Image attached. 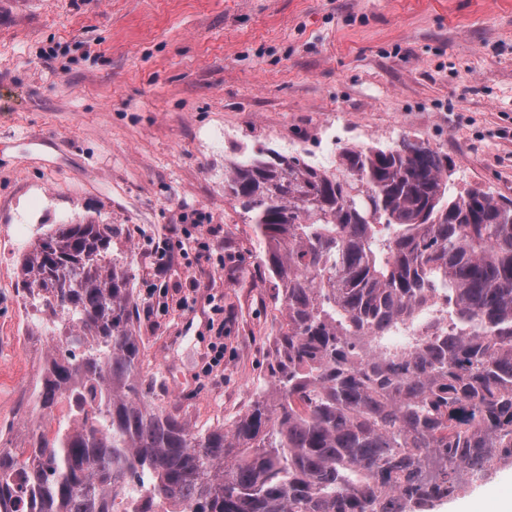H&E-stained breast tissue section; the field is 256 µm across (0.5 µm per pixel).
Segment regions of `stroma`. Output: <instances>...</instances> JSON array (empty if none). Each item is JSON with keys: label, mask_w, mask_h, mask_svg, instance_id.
Returning <instances> with one entry per match:
<instances>
[{"label": "stroma", "mask_w": 512, "mask_h": 512, "mask_svg": "<svg viewBox=\"0 0 512 512\" xmlns=\"http://www.w3.org/2000/svg\"><path fill=\"white\" fill-rule=\"evenodd\" d=\"M0 428L26 442L32 357L54 345L18 291L62 224H117L145 383L196 430L271 382L277 290L224 196L273 149L320 168L402 137L447 155L456 191L512 199V0H17L0 12ZM209 250L169 244L194 211ZM224 361L212 365L216 335ZM512 498L506 466L433 512Z\"/></svg>", "instance_id": "obj_1"}]
</instances>
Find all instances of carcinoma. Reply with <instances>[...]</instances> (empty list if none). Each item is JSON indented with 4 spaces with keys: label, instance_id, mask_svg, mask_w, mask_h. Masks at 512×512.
I'll return each instance as SVG.
<instances>
[{
    "label": "carcinoma",
    "instance_id": "carcinoma-1",
    "mask_svg": "<svg viewBox=\"0 0 512 512\" xmlns=\"http://www.w3.org/2000/svg\"><path fill=\"white\" fill-rule=\"evenodd\" d=\"M224 194L278 288L277 365L230 429L194 432L145 397L116 224H62L31 244L22 289L59 353L29 406L32 447L0 448V512H427L448 470L512 466V199L451 191L424 141L344 147L331 169L271 151ZM456 329L403 356L377 343L439 300Z\"/></svg>",
    "mask_w": 512,
    "mask_h": 512
}]
</instances>
